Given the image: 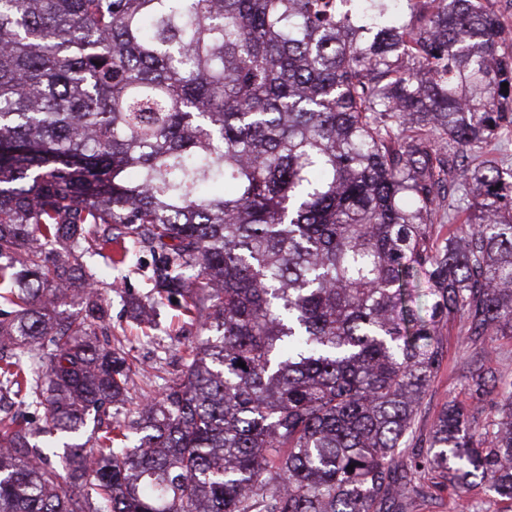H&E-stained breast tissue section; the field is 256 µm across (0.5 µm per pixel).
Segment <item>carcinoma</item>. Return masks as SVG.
Returning a JSON list of instances; mask_svg holds the SVG:
<instances>
[{
  "label": "carcinoma",
  "instance_id": "cac0c4a2",
  "mask_svg": "<svg viewBox=\"0 0 512 512\" xmlns=\"http://www.w3.org/2000/svg\"><path fill=\"white\" fill-rule=\"evenodd\" d=\"M504 131L485 0H0V393L41 412L0 413V512L512 500V379L474 367L412 445L439 324L512 334V170L466 165ZM131 246L204 333L134 410L84 263ZM422 482L423 494L405 500V512H512L509 501H501L480 485L458 497L438 473L429 474Z\"/></svg>",
  "mask_w": 512,
  "mask_h": 512
}]
</instances>
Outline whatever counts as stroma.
I'll list each match as a JSON object with an SVG mask.
<instances>
[{
    "mask_svg": "<svg viewBox=\"0 0 512 512\" xmlns=\"http://www.w3.org/2000/svg\"><path fill=\"white\" fill-rule=\"evenodd\" d=\"M122 281H115L104 259L88 258L87 263L101 280L108 282L106 299L111 315L112 334L121 339L135 358L130 390L131 403L159 396L181 371V356L186 346L196 343L199 331L183 315L178 304L167 302L157 308V318L148 336H139L133 303L145 298L151 285L147 279L152 257L139 251ZM443 363L431 385L416 423L418 437H425L437 415L448 401L466 400L465 363H478L479 348L464 335L461 323H449L441 329ZM405 512H512V504L494 497L482 486L459 496L448 489L436 473L424 480L422 495L406 500Z\"/></svg>",
    "mask_w": 512,
    "mask_h": 512,
    "instance_id": "1",
    "label": "stroma"
}]
</instances>
